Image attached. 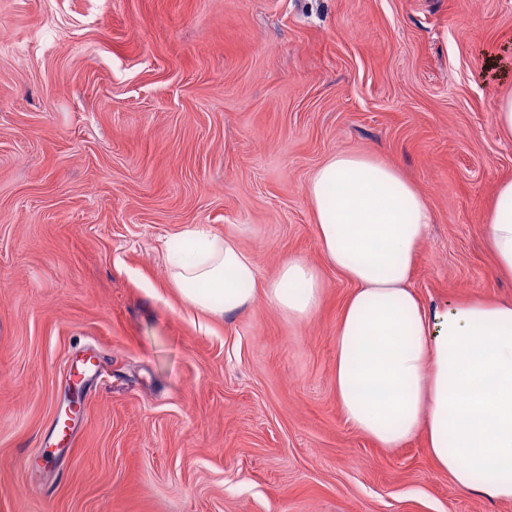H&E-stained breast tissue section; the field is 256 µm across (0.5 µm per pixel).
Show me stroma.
<instances>
[{
	"instance_id": "obj_1",
	"label": "stroma",
	"mask_w": 512,
	"mask_h": 512,
	"mask_svg": "<svg viewBox=\"0 0 512 512\" xmlns=\"http://www.w3.org/2000/svg\"><path fill=\"white\" fill-rule=\"evenodd\" d=\"M493 54L512 59V0H0V512H512L423 437L347 423L352 286L307 196L336 152L379 157L433 213L420 299L512 301L485 243L512 177ZM197 230L264 280L315 266L319 309L187 305L166 255Z\"/></svg>"
}]
</instances>
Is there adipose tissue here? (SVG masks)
<instances>
[{
	"instance_id": "ef3b65f1",
	"label": "adipose tissue",
	"mask_w": 512,
	"mask_h": 512,
	"mask_svg": "<svg viewBox=\"0 0 512 512\" xmlns=\"http://www.w3.org/2000/svg\"><path fill=\"white\" fill-rule=\"evenodd\" d=\"M307 194L325 261L352 286L336 326L345 418L385 448L424 435L459 490L512 501V303L421 302L412 280L433 215L392 165L336 153ZM486 237L497 273L512 278V179L494 193ZM188 240L192 254L169 261L190 306L221 316L261 296L293 320L319 308L315 267L291 260L263 283L234 238L200 231Z\"/></svg>"
}]
</instances>
